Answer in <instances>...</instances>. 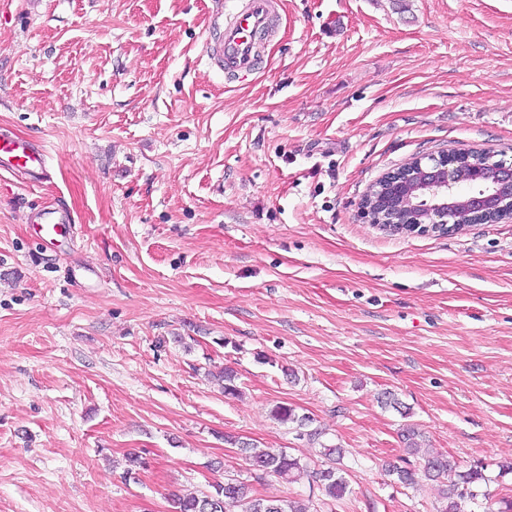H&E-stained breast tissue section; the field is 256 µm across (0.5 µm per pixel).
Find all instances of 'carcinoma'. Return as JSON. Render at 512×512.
Instances as JSON below:
<instances>
[{
    "label": "carcinoma",
    "instance_id": "1",
    "mask_svg": "<svg viewBox=\"0 0 512 512\" xmlns=\"http://www.w3.org/2000/svg\"><path fill=\"white\" fill-rule=\"evenodd\" d=\"M454 157V178L459 192L475 193L477 189L471 186L470 171L474 167L483 170L500 171L506 168L502 160L494 159V155L483 150L451 151ZM449 220L453 224L469 225L478 223L475 213L463 203V199H454L450 206ZM218 381L226 396L239 393L236 385V374L230 368H224L218 375ZM273 417L282 424H293L300 437L310 441L319 438L316 430H307L312 423L311 417L296 413V409L286 403L276 405L272 409ZM402 436L409 456H417L422 445V434L418 429L408 424L403 428ZM246 460L256 472L274 475L288 483H294L306 472L310 473L312 482L316 483L322 494L332 501L343 499L350 493V484L346 472L341 467L345 449L338 446L322 447L321 456L325 464L312 471L300 458L289 454L282 448H261L254 443L242 445ZM389 474L395 476V481L404 486H416L420 477L441 484L437 512H464L463 504L468 501L474 505L485 500L493 499L490 490L492 478L485 474V468L480 463L472 464L465 471L456 470L455 464L442 453L429 455L424 460V466L418 470L409 466H394ZM170 512H309L304 501L296 498L264 499L251 497L245 485L229 479L224 483L213 486V491L196 494H172L169 497Z\"/></svg>",
    "mask_w": 512,
    "mask_h": 512
}]
</instances>
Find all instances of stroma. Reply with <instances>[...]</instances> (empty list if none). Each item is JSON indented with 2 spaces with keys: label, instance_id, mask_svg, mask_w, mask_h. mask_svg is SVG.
Masks as SVG:
<instances>
[{
  "label": "stroma",
  "instance_id": "stroma-1",
  "mask_svg": "<svg viewBox=\"0 0 512 512\" xmlns=\"http://www.w3.org/2000/svg\"><path fill=\"white\" fill-rule=\"evenodd\" d=\"M234 2L0 0V131L50 156L37 180L0 171V512H168L227 479L435 512V484L387 474L407 424L512 487V222L360 215L414 157L512 164V0H280L240 77L204 53ZM226 366L240 396L206 377ZM242 441L312 467L341 446L352 493L255 478ZM463 201V198L453 200L454 204L449 208L451 212L449 216L451 224H448V202L435 204L424 213L412 214L404 222L393 220V218H391L392 213H388L390 209L385 206L379 210L378 214H380L381 217L388 214L389 216L383 219V221L389 222L391 225H396L401 233H419L422 230L431 232V229L437 232L440 229L444 231L450 229L451 232L453 231L452 224L466 225V227L469 226V224H486L478 222L479 220L475 213L470 210ZM273 417L280 422L281 424H293L295 425V429L298 433L297 436L305 437L307 436L309 441L318 440L320 433L318 430L306 431L304 430L312 423V419L307 415H299L296 413V409L292 406H288V404L281 403L276 405L272 409Z\"/></svg>",
  "mask_w": 512,
  "mask_h": 512
}]
</instances>
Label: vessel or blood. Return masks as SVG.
I'll return each mask as SVG.
<instances>
[{
	"label": "vessel or blood",
	"mask_w": 512,
	"mask_h": 512,
	"mask_svg": "<svg viewBox=\"0 0 512 512\" xmlns=\"http://www.w3.org/2000/svg\"><path fill=\"white\" fill-rule=\"evenodd\" d=\"M279 0H246L226 16H216L205 43L211 64L233 75L257 69L264 42L273 31ZM44 149L28 141L0 134V170L12 165L32 171L43 169Z\"/></svg>",
	"instance_id": "1"
}]
</instances>
